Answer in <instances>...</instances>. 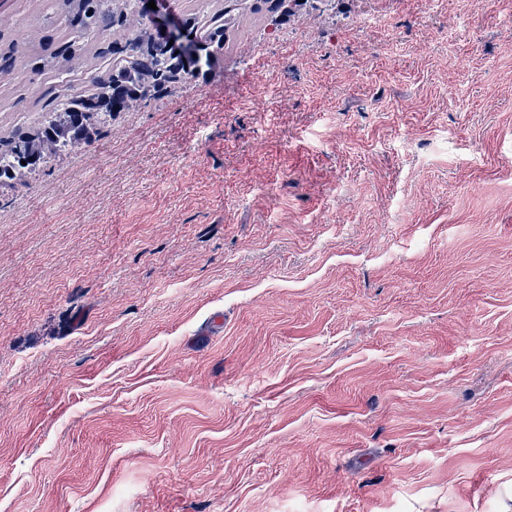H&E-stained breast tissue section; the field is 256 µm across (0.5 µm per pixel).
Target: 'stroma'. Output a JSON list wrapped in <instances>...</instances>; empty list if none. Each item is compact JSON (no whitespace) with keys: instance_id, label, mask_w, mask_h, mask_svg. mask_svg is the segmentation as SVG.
<instances>
[{"instance_id":"35a3bbf8","label":"stroma","mask_w":512,"mask_h":512,"mask_svg":"<svg viewBox=\"0 0 512 512\" xmlns=\"http://www.w3.org/2000/svg\"><path fill=\"white\" fill-rule=\"evenodd\" d=\"M32 32L1 152L112 69ZM0 512H512V0L246 20L1 183Z\"/></svg>"}]
</instances>
